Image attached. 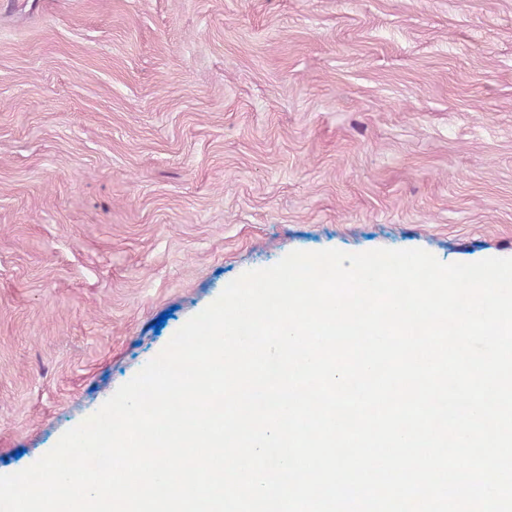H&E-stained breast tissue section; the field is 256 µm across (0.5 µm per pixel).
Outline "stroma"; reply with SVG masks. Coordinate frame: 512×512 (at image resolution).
Listing matches in <instances>:
<instances>
[{"label": "stroma", "mask_w": 512, "mask_h": 512, "mask_svg": "<svg viewBox=\"0 0 512 512\" xmlns=\"http://www.w3.org/2000/svg\"><path fill=\"white\" fill-rule=\"evenodd\" d=\"M512 258V0H0V475L292 251Z\"/></svg>", "instance_id": "1"}]
</instances>
